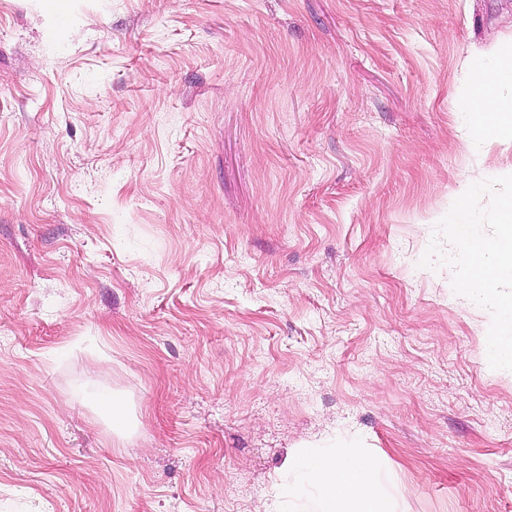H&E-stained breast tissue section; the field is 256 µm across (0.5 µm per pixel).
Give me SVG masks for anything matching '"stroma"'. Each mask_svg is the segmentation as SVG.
Instances as JSON below:
<instances>
[{
	"label": "stroma",
	"mask_w": 512,
	"mask_h": 512,
	"mask_svg": "<svg viewBox=\"0 0 512 512\" xmlns=\"http://www.w3.org/2000/svg\"><path fill=\"white\" fill-rule=\"evenodd\" d=\"M477 55L512 0H0V512H263L339 444L512 512L491 315L418 265L512 168ZM473 68L484 73L481 84L458 102V110L466 114L474 128L508 123L512 125V64L489 69L482 59H472ZM510 93L504 94L503 88Z\"/></svg>",
	"instance_id": "obj_1"
}]
</instances>
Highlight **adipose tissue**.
I'll use <instances>...</instances> for the list:
<instances>
[{
	"mask_svg": "<svg viewBox=\"0 0 512 512\" xmlns=\"http://www.w3.org/2000/svg\"><path fill=\"white\" fill-rule=\"evenodd\" d=\"M483 71L481 84L460 100L458 109L474 128L508 123L512 125V65L487 68L481 59L471 62ZM295 483L284 489L295 497L301 488H317L314 512H393L391 498L381 489L376 464L354 449L339 446L319 453L304 452L289 462Z\"/></svg>",
	"mask_w": 512,
	"mask_h": 512,
	"instance_id": "ef3b65f1",
	"label": "adipose tissue"
}]
</instances>
